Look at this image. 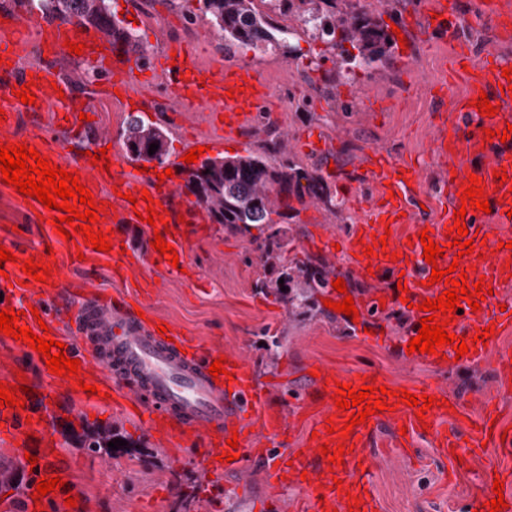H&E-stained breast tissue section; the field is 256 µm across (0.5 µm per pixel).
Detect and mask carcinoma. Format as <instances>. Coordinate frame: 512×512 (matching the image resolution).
Instances as JSON below:
<instances>
[{"label":"carcinoma","instance_id":"obj_1","mask_svg":"<svg viewBox=\"0 0 512 512\" xmlns=\"http://www.w3.org/2000/svg\"><path fill=\"white\" fill-rule=\"evenodd\" d=\"M15 4L29 10L37 9L50 20L74 21L87 28L99 30L112 45L121 44L136 57L143 59L140 35L124 25L112 9L111 0H14ZM204 16L224 42V50L244 45L253 48L282 49L292 32L276 28L268 16L255 7V0H203ZM308 22L319 31V37L328 42L338 40L352 42L358 49L356 54H347L342 64L348 67L367 68L377 62H386L392 57V45L385 27L375 20L361 16L356 11L341 12L336 19L325 15L312 14ZM341 36H336V31ZM158 145L154 159L162 165L167 160V133L162 126L143 115H131L126 120L123 133V147L133 161L146 160L150 145ZM208 170L204 178L190 176L185 188L195 196V204L203 209L214 224H222L231 231H244L250 225L257 226L265 234L263 245L259 246L262 258L269 269H281L279 278L284 283L263 280L262 288L290 287L294 276L288 272L280 253L278 232L273 230L275 220L288 216L291 208L288 200L296 195L300 204L304 196L332 203L325 195L320 179L304 175L282 157L279 141L271 142L261 152L233 157H208L203 163ZM305 178L308 180L307 193L293 191V184ZM112 430L95 427L86 432L81 444L94 453H101L112 441Z\"/></svg>","mask_w":512,"mask_h":512}]
</instances>
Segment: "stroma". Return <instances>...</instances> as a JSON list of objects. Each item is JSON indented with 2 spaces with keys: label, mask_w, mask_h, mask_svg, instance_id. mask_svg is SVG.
<instances>
[{
  "label": "stroma",
  "mask_w": 512,
  "mask_h": 512,
  "mask_svg": "<svg viewBox=\"0 0 512 512\" xmlns=\"http://www.w3.org/2000/svg\"><path fill=\"white\" fill-rule=\"evenodd\" d=\"M350 3L389 26L400 25L423 6V0H337L336 8L345 10ZM112 5L137 19L144 52L178 43L193 49L206 64L224 58L260 68L271 88L273 119L259 117L209 154L242 155L260 150L271 136H279L285 157L299 171L319 177L333 200L329 207L306 202L282 220L288 265L296 270L318 266L332 281L343 277L347 256L329 252L323 242L329 236L350 233L363 212L347 203L340 188L353 180L354 172L374 150L429 162L438 121L430 89L448 79V44L431 43L409 31L406 48H394L390 64L349 71L340 65V47L313 37L310 26L302 23L305 7L299 2L289 10L275 9L268 0L259 5L276 25L291 30L287 49L242 47L229 53L204 19L202 0H112ZM26 62L52 66L73 86L84 110L95 113L97 122L73 141L24 112L17 125L19 136L49 138L74 162L101 133L108 137L112 155L124 156L123 128L135 102L112 97L108 74L89 81L83 64L64 53L48 57L33 50ZM142 113L166 130L170 169L179 164L190 143L222 135L213 113L188 115L181 103L163 95L157 83ZM312 135L318 137L319 147L306 146V138ZM51 234V215L21 202L11 186L0 183V244L17 245L33 256ZM185 254L187 272L156 269L144 262L124 280L113 278V260L105 256L93 279L112 293L140 296L160 318L172 321L185 334L243 355L274 401H287L306 389L307 367L314 362L375 371L390 388L407 390L438 383L463 400L489 394L501 402L503 419L512 425V390H504L489 363L451 361L437 368L402 355L400 346L412 321L409 312L395 309L370 315L372 326L382 329L389 340L388 345L379 346L354 334L339 313L324 306L330 289L315 291L311 303L293 305L274 289L262 287L269 273L259 243L250 234L212 223L207 234L186 240ZM66 413L61 403L50 416L57 448L54 460L68 469V489L87 503V512H225L224 503L235 498L239 484H248L255 496L268 493L263 462L249 461L242 471L205 483L194 454L185 453L181 462H173L119 406L106 405L98 413L128 445L103 460L82 448V421L67 419ZM389 440L388 429H380L371 449L370 480L378 512H463L485 470L512 468V457L489 445L472 469L451 484L446 480L447 459L438 457L428 440L415 444L423 461L418 468L396 460ZM28 482L25 457L0 445V498H7L14 512H22L30 493Z\"/></svg>",
  "instance_id": "stroma-1"
}]
</instances>
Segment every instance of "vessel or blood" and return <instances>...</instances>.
I'll return each instance as SVG.
<instances>
[{"label":"vessel or blood","instance_id":"b4317fda","mask_svg":"<svg viewBox=\"0 0 512 512\" xmlns=\"http://www.w3.org/2000/svg\"><path fill=\"white\" fill-rule=\"evenodd\" d=\"M427 35L441 34L452 44L449 74L452 82L442 92L454 110L460 112L458 122L441 123L436 127L431 148L438 158L439 168L449 176L443 190V204L427 219H420L412 209L414 187L422 185L425 167L406 157H392L373 152L363 164V180L376 185L375 201L366 207L363 224L354 232L339 238L341 253L348 256L347 276L379 284L380 289L368 302L372 308H402L404 301L422 303L440 296L444 283H429L433 269H447L458 263L466 272L469 283L485 280L491 286V296L481 300L479 312H472L467 302H460L456 320L449 324L450 333L470 339L471 345L464 360L483 362L489 347L495 346L498 336L512 332V294L506 285L512 284V249L500 248L502 230L512 225L508 211L512 210V139L484 140L485 129H505L512 123V91H500L504 69L512 68V58L497 51L482 53L468 50L459 33L462 29L484 27L493 31L512 25V8L498 5L496 0H470L467 9L457 10L453 0H425L417 17ZM24 27L17 20L0 23V75L13 78L15 85L29 82L21 61L29 51ZM47 32L53 51H61L65 41H84L88 47L81 62L103 68L113 63L123 78L125 94L136 93L144 82L135 75L136 67L130 57L120 51L104 48L95 34L79 33L74 24L60 21L49 25ZM149 71L158 77L165 94L186 105L188 111L207 110L224 115V134L232 137L268 111V87L260 70L245 64L221 63L219 70L198 66L192 52H162L153 55ZM35 90L37 101L30 106L31 114L52 111L64 105L65 110L54 113L55 127L78 135L84 128L78 119L71 89L56 93L52 85L58 77L53 70L42 69ZM464 81L467 90L456 95L454 80ZM487 94L495 115H479L473 103L480 94ZM21 103L14 91L0 94V142L16 141V127ZM506 171V181L495 174ZM81 181L91 190L94 201L111 204L112 221L133 223L134 211L127 207V196L150 192L154 201L166 208L169 231L166 241L180 247L190 225L201 223L197 207L184 204L177 184L166 181L156 184L146 181L133 171L116 170L105 173L90 163L79 166ZM479 176L488 197L491 211L468 210L464 223L469 231L479 232L487 243L479 254L458 256L450 247L446 234L454 224L453 212L460 209L459 194L467 185L469 175ZM412 226L409 237H398L401 223ZM428 231L434 243L444 250L437 265H429L423 257L420 231ZM386 240L387 254L367 256L364 249L379 240ZM398 253L399 261L388 258ZM18 264H0V304L20 306L23 315L20 326H35L44 321L51 339L65 343L69 358L81 362L79 378H61L49 373L39 353L21 341L6 339V349L0 354V382H16L17 371H24L29 387L23 411L0 409V442L36 455L38 463L31 469L32 479L66 476V469L48 456L51 433L46 422L55 396L68 399L69 410L83 414L93 400L78 388V381L99 386L108 392L112 403L135 408L137 416L158 445L172 442L197 454L203 475L222 477L239 471L246 461L266 463V478L276 488L294 487L299 498L295 512H346L350 498H358L362 512H376V502L369 481L373 468L369 450L380 427L391 433L394 448L408 455L412 441L430 440L440 456L448 458L449 477L469 470L483 441H491L506 455L512 454V432L499 425L500 407L492 400L479 398V411L456 399L440 385H423L422 393L448 400V407H432L424 419H417L415 408L397 404L395 410H384L370 416L353 434L327 433L328 422L343 424L348 412L337 410L332 400L338 383L361 388L363 371H338L318 367V376L299 402L288 408L273 402L255 375L253 367L241 356H223L221 351L182 335L177 329L157 331L158 321L153 311L137 316L135 307L126 297L112 295L97 288L90 276L43 285L29 281L25 301H17L14 289L7 283L17 280ZM407 293H400V286ZM37 315H30V308ZM491 326L495 335L487 342L476 341L482 328ZM226 358L227 375L212 377L211 363ZM308 423L311 434L301 442L300 449L287 447L293 435L294 422ZM238 435L239 447L234 461L221 462L227 451V439ZM347 443L351 450L342 464H331L321 453L322 444L337 447ZM506 488L504 501L512 505V470H486L481 490L470 502L472 512H480L486 501L493 499L494 480Z\"/></svg>","mask_w":512,"mask_h":512}]
</instances>
